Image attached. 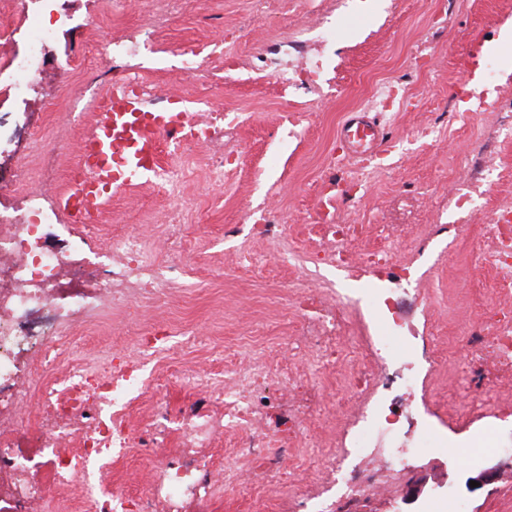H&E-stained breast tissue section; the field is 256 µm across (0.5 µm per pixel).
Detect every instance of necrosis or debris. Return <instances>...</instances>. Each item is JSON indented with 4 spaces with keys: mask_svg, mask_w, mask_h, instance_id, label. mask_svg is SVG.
Wrapping results in <instances>:
<instances>
[{
    "mask_svg": "<svg viewBox=\"0 0 512 512\" xmlns=\"http://www.w3.org/2000/svg\"><path fill=\"white\" fill-rule=\"evenodd\" d=\"M74 0H0V106L30 108L50 104L58 69L54 54L56 32L46 14L68 15ZM184 0H151L148 20L98 42L105 84L124 81L140 88L154 105L176 96L193 107L192 139L184 141L149 194L168 195L174 202L162 214L166 224L188 223L194 203L178 186L185 176L187 152H203L207 177L223 189L225 165L237 147L238 113L225 110L211 96L224 81V42L216 38L185 43L177 64L176 84L188 91H169L149 84L142 59L167 51L159 39L165 20ZM56 147L27 135L11 168L0 166V512H44L47 501L61 503L65 512H191L192 505L210 501L225 486L240 482L250 463L258 468L253 481L269 479L278 465L277 449L302 445L313 423L323 415L316 376L334 377L336 347L353 322L376 318L388 305L392 290L381 265L407 271L412 260L396 259L394 251L368 254L374 267L371 282L337 287L328 273L339 267L357 269L351 244L356 224L336 221V194L355 195L376 170L356 167L350 185H323L320 206L308 220L310 240L317 249L306 279L297 281L300 343L313 353L311 361L294 367L274 358L244 368L221 370L209 376L179 371L178 377L199 388L200 398L172 422L160 406L162 383L149 372L151 358L172 338L164 331L140 337L122 353L97 360L74 356L76 332L139 307L173 305L183 291L178 247L167 259L147 256L145 238L132 229L113 235L108 245L68 223L48 192L28 189L30 157H54ZM512 181L494 153L478 160L476 172L460 177L450 198L457 215L456 232L474 221L479 202H487L493 220L485 242L491 253L486 271L496 283V298L483 310L477 329L462 339V364L475 393L466 415L449 410V423L512 417V401L499 388L512 375V196L488 199L485 176ZM228 235L273 240V259L288 253V236L280 222L265 210H253L247 225L235 224ZM98 261L103 280L60 300L58 284L82 277ZM395 326L385 324L371 338L349 381H340L341 398L358 401L337 448L329 451L318 471L327 481L316 495L295 493L280 503V512H372V493L401 485L411 459L446 448L447 439L427 428L407 433L416 402L427 395L438 351H397L403 343ZM35 400L40 447L17 443L18 405ZM179 428L178 448L166 450L172 428ZM227 436L236 447L224 449ZM137 448L160 452L155 475L145 496L125 492L112 471Z\"/></svg>",
    "mask_w": 512,
    "mask_h": 512,
    "instance_id": "1",
    "label": "necrosis or debris"
}]
</instances>
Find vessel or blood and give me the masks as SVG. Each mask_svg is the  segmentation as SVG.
Returning <instances> with one entry per match:
<instances>
[{
    "label": "vessel or blood",
    "mask_w": 512,
    "mask_h": 512,
    "mask_svg": "<svg viewBox=\"0 0 512 512\" xmlns=\"http://www.w3.org/2000/svg\"><path fill=\"white\" fill-rule=\"evenodd\" d=\"M188 124L187 110H156L136 89H106L78 145V173L57 196L62 212L73 220L105 211L113 198L148 182L163 165L168 137ZM337 137L354 157L383 152L389 144L385 127L365 112L348 114Z\"/></svg>",
    "instance_id": "b4317fda"
}]
</instances>
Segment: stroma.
Here are the masks:
<instances>
[{
	"mask_svg": "<svg viewBox=\"0 0 512 512\" xmlns=\"http://www.w3.org/2000/svg\"><path fill=\"white\" fill-rule=\"evenodd\" d=\"M366 2L271 0L257 19L252 0H201L196 10L174 15L164 29L163 38L173 48L196 38H226L227 77L213 94L225 109L239 112L241 147L220 192L212 189L199 156L186 159L185 192L195 198L197 211L180 227L185 257L202 250L222 255L223 274L192 272L186 292L170 309H134L119 329H84L79 337L81 356L91 359L120 351L149 329L194 327L199 336L194 345L173 346L155 360L156 371L166 377L162 400L170 415H179L197 396L196 389L174 378L176 369L210 372L226 361L237 367L270 353L304 355L303 346L289 341L298 319L286 284L307 268L309 238L303 225L317 204V185L347 175L330 163L331 155L343 150L337 127L347 113L366 109L374 94L385 100L379 120L391 141L385 172L366 186L359 203H340L338 215L363 224L364 244L416 255L415 270L422 275L418 289L395 305L406 335L433 337L438 348L447 349L449 338L464 335L491 302L489 282L479 274L487 262L483 237L489 213L453 244L447 232L431 227L449 222L448 186L472 159L495 151L502 166L512 169V141L504 140L492 117L500 109L495 93L485 98V114L474 115L464 78L468 62L499 57L495 43L504 24L512 22V0H382L374 15ZM148 7V0H109L91 31L71 33L58 50L66 67L55 83L53 105L41 112L0 108V150L13 149L18 130H37L50 141L61 126L74 123L76 115L66 104L100 68L89 37L105 40L117 29L142 23ZM317 9L326 12L335 43L301 36L307 15ZM282 69L295 84L285 99L274 85ZM295 112L304 120L301 135L292 137L288 117ZM426 126L434 139L423 143L416 133ZM169 203L166 196L132 191L116 199L112 212L150 226L147 254L163 259L170 228L156 217ZM258 205L287 218L291 257L256 264L249 254L264 253L267 243L225 238L226 226L241 223L244 212ZM435 374L431 409L444 418L449 403L467 408L472 394L464 376L449 377L441 364ZM323 437L322 427L314 426L305 448L289 449L269 490L228 487L223 498L201 504L199 512H257L266 497L282 500L303 491L308 476L296 458H323ZM470 444L468 432L449 433L445 451L419 459L410 477L425 479V493L451 489L469 512H490L495 487L473 491L467 484L476 473L469 464Z\"/></svg>",
	"mask_w": 512,
	"mask_h": 512,
	"instance_id": "1",
	"label": "stroma"
}]
</instances>
